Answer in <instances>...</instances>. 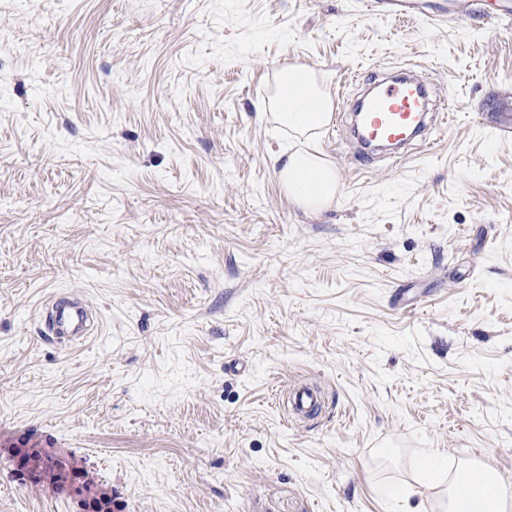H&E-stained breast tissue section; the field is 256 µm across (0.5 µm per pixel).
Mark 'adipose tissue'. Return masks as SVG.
<instances>
[{
	"label": "adipose tissue",
	"instance_id": "obj_1",
	"mask_svg": "<svg viewBox=\"0 0 512 512\" xmlns=\"http://www.w3.org/2000/svg\"><path fill=\"white\" fill-rule=\"evenodd\" d=\"M278 84L288 87L291 97L287 109L277 110L274 118L287 129L291 146L273 155V168L298 207L319 212L334 203L339 183L332 164L309 144L330 123L332 101L318 84L314 71L306 67L283 69Z\"/></svg>",
	"mask_w": 512,
	"mask_h": 512
}]
</instances>
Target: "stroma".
<instances>
[{"label":"stroma","mask_w":512,"mask_h":512,"mask_svg":"<svg viewBox=\"0 0 512 512\" xmlns=\"http://www.w3.org/2000/svg\"><path fill=\"white\" fill-rule=\"evenodd\" d=\"M457 2L0 0V512H441L471 460L512 489V0ZM291 65L346 99L420 66L453 121L367 170L319 134L308 213L272 170ZM54 294L97 335L41 337ZM420 0H373L367 2L370 11L393 17L412 16L421 12ZM288 402L295 417L306 418L314 407L322 403V394L314 387L299 384L290 389Z\"/></svg>","instance_id":"1"}]
</instances>
